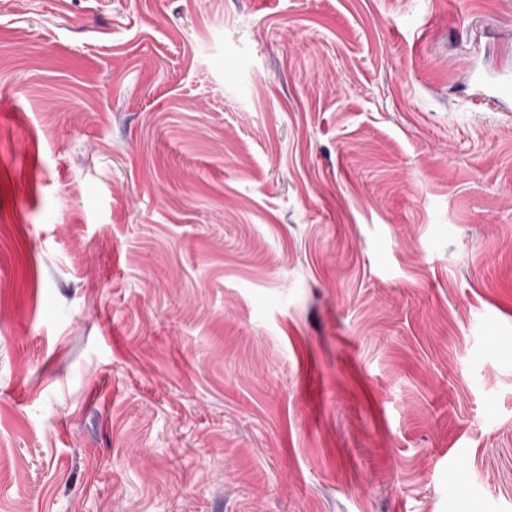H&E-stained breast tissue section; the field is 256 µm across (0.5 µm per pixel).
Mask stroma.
Instances as JSON below:
<instances>
[{
    "label": "stroma",
    "mask_w": 512,
    "mask_h": 512,
    "mask_svg": "<svg viewBox=\"0 0 512 512\" xmlns=\"http://www.w3.org/2000/svg\"><path fill=\"white\" fill-rule=\"evenodd\" d=\"M512 0H0V512H512ZM499 79L489 80L482 75H476L472 79L478 84L476 97L481 101L494 103L495 100H503L512 95V81L507 74L502 73Z\"/></svg>",
    "instance_id": "stroma-1"
}]
</instances>
